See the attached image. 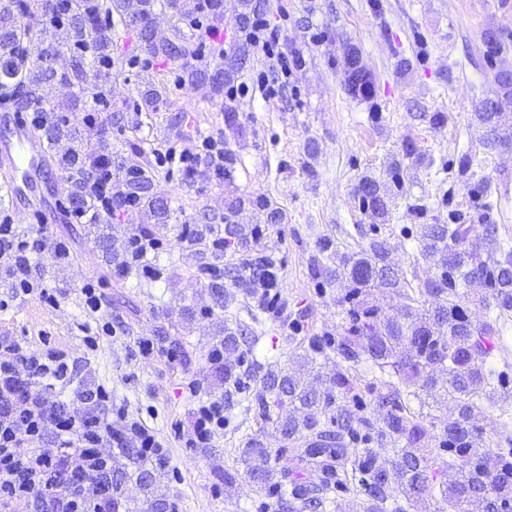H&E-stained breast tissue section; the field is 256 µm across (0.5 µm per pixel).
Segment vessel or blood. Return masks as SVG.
<instances>
[{
	"mask_svg": "<svg viewBox=\"0 0 512 512\" xmlns=\"http://www.w3.org/2000/svg\"><path fill=\"white\" fill-rule=\"evenodd\" d=\"M44 161L42 138L23 117H15L0 132V177L7 182L11 205L36 216L47 212L42 192L48 179Z\"/></svg>",
	"mask_w": 512,
	"mask_h": 512,
	"instance_id": "obj_1",
	"label": "vessel or blood"
}]
</instances>
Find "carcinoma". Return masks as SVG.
I'll return each mask as SVG.
<instances>
[{"label":"carcinoma","instance_id":"obj_1","mask_svg":"<svg viewBox=\"0 0 512 512\" xmlns=\"http://www.w3.org/2000/svg\"><path fill=\"white\" fill-rule=\"evenodd\" d=\"M70 19L59 22L46 19L40 28L22 22L38 8L47 9L44 0H0V101L16 112L38 115L46 111L56 87L64 82L76 89L70 100L51 111L52 121L39 126L49 159L65 174L67 193L80 196L74 209L64 208L67 215L86 214L95 210L91 197L83 192L82 180L97 167L112 165V151L101 140L93 149L80 144L81 137L67 113L78 109L82 96L92 94L106 109L112 101L94 89L101 87V69L111 66H138L147 72L152 60L163 58L178 65L180 86H194L202 80L198 71L189 68L185 59L200 56L202 46L187 44L179 27L172 25L168 33L158 32L165 9L176 10L183 18H192L198 8L189 0H167L158 7L157 0H65ZM140 23L150 24L152 45L146 58H130L125 62L112 56V30L121 26L136 29ZM72 40L81 41L91 52L66 55L62 47ZM349 91L366 95L371 90L370 74L361 65L358 51L348 45L344 49ZM498 92L487 99L478 118L486 126V145L496 147L512 142V130L503 132L502 118L512 106V80H497ZM168 93L166 84L145 78L136 112H156ZM138 180L127 183V190L138 198L139 207L146 208L158 219L167 214L164 200L152 193L151 177L139 168ZM360 204L365 212L380 219L389 211L388 192L364 182L358 186ZM471 226L466 224H422L418 236L423 252L441 269L439 278L427 282L418 294L427 307L418 311L403 305L394 316H383L366 297L372 288H403L405 283L386 264L388 243L373 239L367 248L345 255L336 268L328 270L316 261L320 273L328 280L344 279L350 283L336 304L345 308L349 323L342 333L322 343L314 341L311 351L323 354L331 349L343 361L371 365L376 384L372 413L381 425L376 427L364 414L365 407L357 392V378L349 372H338L329 386L320 390L301 379L251 359L243 368L246 354L253 353L248 337L232 331L224 336V385L226 399L248 388L253 381L262 387L257 397V415L272 419L278 410L277 424L281 435L299 445L297 457L315 464L321 471L339 474L337 467L350 466L345 482L347 491L366 498L364 512H406L405 504L431 499L437 495L448 502L453 512H464L463 506L479 501L483 512H512V448L493 452L486 445L480 428L471 419L480 411L478 401L486 388L503 385L505 374L486 365L491 355L493 325H476L467 308L458 298L482 310L491 308L503 315L512 311V250L498 243L497 227L482 225L479 241L469 242ZM483 286L478 293L459 292L458 286L474 282ZM247 346L241 350V346ZM448 371L445 385L437 386L433 372ZM443 389V399L453 403L456 417L446 424L442 433L434 435L426 425V414L412 412L407 401L414 398L426 406L421 393L431 396ZM374 442L391 451L396 460L391 467L380 462V455L371 448L359 451L349 447L361 441ZM446 451L450 460L442 470L432 469L436 451ZM449 468L457 469L455 478L438 481ZM126 472L114 470L112 478H102L89 486H77V494L98 497L112 494V506L118 507L124 496ZM333 482L294 480L279 486L281 512H328L334 499L328 497Z\"/></svg>","mask_w":512,"mask_h":512}]
</instances>
